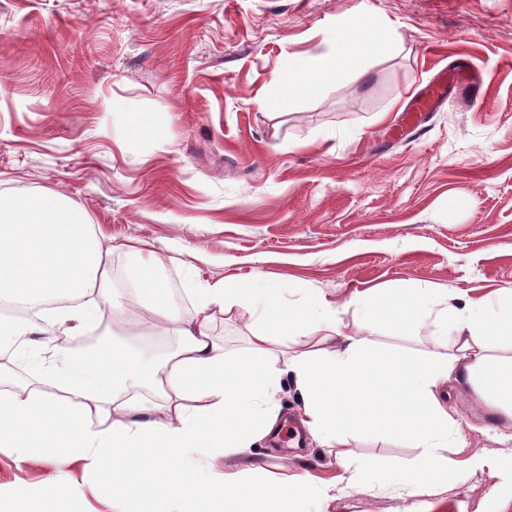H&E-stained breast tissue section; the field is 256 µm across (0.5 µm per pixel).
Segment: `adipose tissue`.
Listing matches in <instances>:
<instances>
[{"instance_id": "ef3b65f1", "label": "adipose tissue", "mask_w": 512, "mask_h": 512, "mask_svg": "<svg viewBox=\"0 0 512 512\" xmlns=\"http://www.w3.org/2000/svg\"><path fill=\"white\" fill-rule=\"evenodd\" d=\"M399 49L373 24L353 21L326 53L289 67L266 103L286 107ZM117 252L138 260L131 304L109 286ZM160 262L138 241L106 242L62 194L0 195V303L31 314L0 318V337H27L32 362L25 383L0 379V448L21 459L32 448H54L59 463L39 495L16 499L9 512H64L67 468L92 449L106 456L99 473L113 512L134 503L139 512H331L335 483L305 472L258 485L245 479L259 469L254 443L277 433L276 395L286 381L300 398L301 425L338 460L349 459L351 434L371 432L420 448L427 487L446 485L452 467L462 479L480 470L512 483L489 449H473L460 465L449 457L459 423L445 403L446 385L465 386L512 422V290L473 297L451 289L441 298L428 288L369 290L339 306L313 288L285 301V287L256 272L198 284L182 312L169 307L154 274ZM103 303L119 321L162 319L179 337L176 350L152 363L111 346L73 347ZM235 307L257 322L243 356L210 335L215 312ZM348 312L354 324L345 323ZM376 325L400 335L432 326L448 351L381 349L367 336ZM277 336L287 337V354L273 351ZM139 387L156 389L161 403L130 397ZM107 391L119 405L91 417ZM201 450L234 470L198 478L193 456Z\"/></svg>"}]
</instances>
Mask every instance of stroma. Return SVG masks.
Listing matches in <instances>:
<instances>
[{
	"label": "stroma",
	"instance_id": "35a3bbf8",
	"mask_svg": "<svg viewBox=\"0 0 512 512\" xmlns=\"http://www.w3.org/2000/svg\"><path fill=\"white\" fill-rule=\"evenodd\" d=\"M374 22L402 49L280 110L271 85L323 53L351 21ZM464 54L489 79L480 102L449 92L414 103ZM163 138L134 136L133 120ZM311 148L295 149V142ZM59 192L115 240L162 259L170 306H192L191 279L260 272L343 303L373 288L512 289V0H0V194ZM243 310L215 313L212 336L242 350ZM110 343L161 361L179 343L136 320L108 322ZM465 449L512 461L496 411L449 388ZM296 395H279L280 456L256 445L265 476L343 467L296 434ZM352 463L416 464L419 449L349 439ZM56 451L0 453V498L39 490ZM75 512H112L97 462L69 468ZM423 512H512V485L477 471L441 492L418 485ZM405 492L340 489L335 512H401Z\"/></svg>",
	"mask_w": 512,
	"mask_h": 512
}]
</instances>
